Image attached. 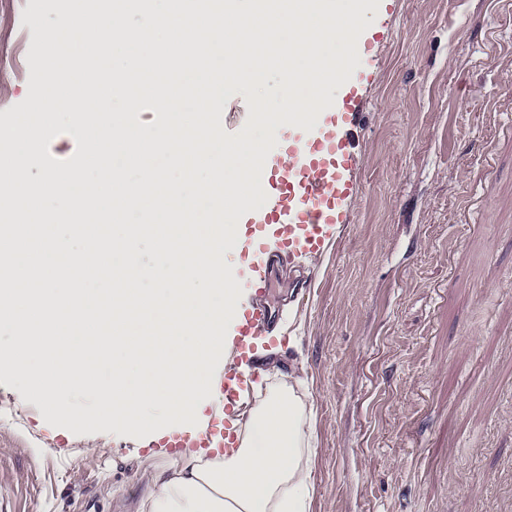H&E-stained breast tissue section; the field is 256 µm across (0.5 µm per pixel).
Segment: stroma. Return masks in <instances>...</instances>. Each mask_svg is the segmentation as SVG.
I'll return each mask as SVG.
<instances>
[{"instance_id": "1", "label": "stroma", "mask_w": 512, "mask_h": 512, "mask_svg": "<svg viewBox=\"0 0 512 512\" xmlns=\"http://www.w3.org/2000/svg\"><path fill=\"white\" fill-rule=\"evenodd\" d=\"M30 0H0V113L22 102ZM390 17L337 246L266 298L255 394L315 410L312 512H512V0H380ZM168 454L77 435L0 384V512H138Z\"/></svg>"}]
</instances>
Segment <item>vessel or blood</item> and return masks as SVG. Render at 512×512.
Segmentation results:
<instances>
[{
	"mask_svg": "<svg viewBox=\"0 0 512 512\" xmlns=\"http://www.w3.org/2000/svg\"><path fill=\"white\" fill-rule=\"evenodd\" d=\"M364 82L363 70H355L313 130L278 140L269 153L262 176L278 179L281 188L251 212L256 235L238 251L244 261L243 300L225 340L224 370L213 380L219 399L212 423L165 439V452L191 446L224 452L236 448L233 417L251 392L255 354L274 341L277 318L263 301L269 280L284 264L304 269L306 261L320 257L348 227L349 206L359 189L353 131L361 118Z\"/></svg>",
	"mask_w": 512,
	"mask_h": 512,
	"instance_id": "1",
	"label": "vessel or blood"
}]
</instances>
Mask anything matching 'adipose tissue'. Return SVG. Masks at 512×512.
Segmentation results:
<instances>
[{
	"mask_svg": "<svg viewBox=\"0 0 512 512\" xmlns=\"http://www.w3.org/2000/svg\"><path fill=\"white\" fill-rule=\"evenodd\" d=\"M282 374L253 412L234 454L207 458L188 449L146 472L144 512H311L313 408Z\"/></svg>",
	"mask_w": 512,
	"mask_h": 512,
	"instance_id": "obj_1",
	"label": "adipose tissue"
}]
</instances>
